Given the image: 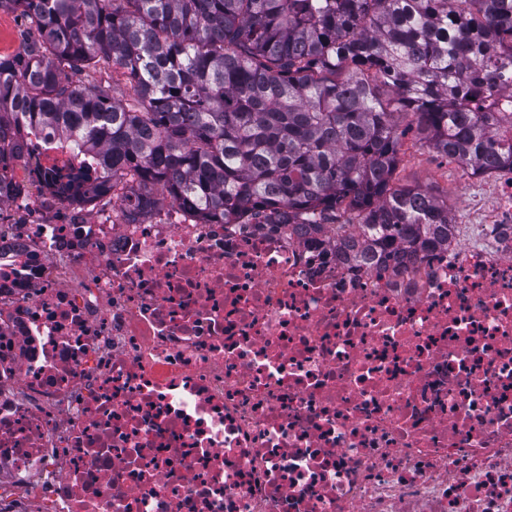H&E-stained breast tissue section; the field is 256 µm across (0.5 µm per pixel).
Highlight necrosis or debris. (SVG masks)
I'll return each instance as SVG.
<instances>
[{
    "mask_svg": "<svg viewBox=\"0 0 512 512\" xmlns=\"http://www.w3.org/2000/svg\"><path fill=\"white\" fill-rule=\"evenodd\" d=\"M447 244L129 216L0 136V512H512V169Z\"/></svg>",
    "mask_w": 512,
    "mask_h": 512,
    "instance_id": "necrosis-or-debris-1",
    "label": "necrosis or debris"
}]
</instances>
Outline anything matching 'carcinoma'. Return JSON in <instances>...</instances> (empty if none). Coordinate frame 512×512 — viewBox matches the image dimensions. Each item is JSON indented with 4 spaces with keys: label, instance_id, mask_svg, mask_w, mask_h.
<instances>
[{
    "label": "carcinoma",
    "instance_id": "carcinoma-1",
    "mask_svg": "<svg viewBox=\"0 0 512 512\" xmlns=\"http://www.w3.org/2000/svg\"><path fill=\"white\" fill-rule=\"evenodd\" d=\"M0 127L26 122L129 176L136 212L306 224L386 254L446 243L448 202L393 184L402 138L478 172L512 168V0H0ZM124 77L134 104L117 97ZM350 214L344 224L336 213ZM24 22L13 12H0V57H12L21 51Z\"/></svg>",
    "mask_w": 512,
    "mask_h": 512
}]
</instances>
